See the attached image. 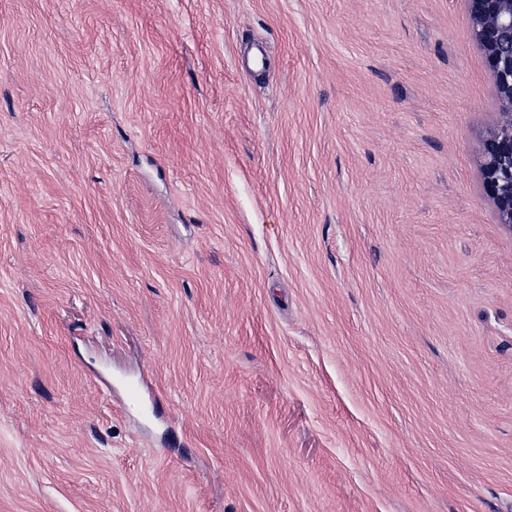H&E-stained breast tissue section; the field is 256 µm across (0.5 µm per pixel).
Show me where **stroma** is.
Here are the masks:
<instances>
[{
  "instance_id": "35a3bbf8",
  "label": "stroma",
  "mask_w": 512,
  "mask_h": 512,
  "mask_svg": "<svg viewBox=\"0 0 512 512\" xmlns=\"http://www.w3.org/2000/svg\"><path fill=\"white\" fill-rule=\"evenodd\" d=\"M500 122L467 0H0V512H512Z\"/></svg>"
}]
</instances>
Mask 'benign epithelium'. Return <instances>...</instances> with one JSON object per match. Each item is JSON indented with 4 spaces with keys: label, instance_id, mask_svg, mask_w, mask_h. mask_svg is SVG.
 <instances>
[{
    "label": "benign epithelium",
    "instance_id": "obj_1",
    "mask_svg": "<svg viewBox=\"0 0 512 512\" xmlns=\"http://www.w3.org/2000/svg\"><path fill=\"white\" fill-rule=\"evenodd\" d=\"M472 34L483 50L501 105L499 128L484 142L481 174L500 223L512 228V0H468Z\"/></svg>",
    "mask_w": 512,
    "mask_h": 512
}]
</instances>
